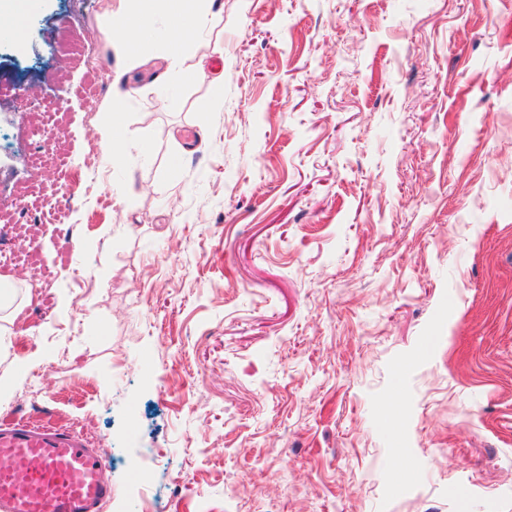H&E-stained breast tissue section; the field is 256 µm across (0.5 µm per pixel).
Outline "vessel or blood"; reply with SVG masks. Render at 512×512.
<instances>
[{
  "label": "vessel or blood",
  "instance_id": "vessel-or-blood-1",
  "mask_svg": "<svg viewBox=\"0 0 512 512\" xmlns=\"http://www.w3.org/2000/svg\"><path fill=\"white\" fill-rule=\"evenodd\" d=\"M104 467L80 432L0 419V512H101L114 495Z\"/></svg>",
  "mask_w": 512,
  "mask_h": 512
}]
</instances>
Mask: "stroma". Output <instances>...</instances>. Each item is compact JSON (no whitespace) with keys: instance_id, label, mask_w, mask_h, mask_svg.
Wrapping results in <instances>:
<instances>
[{"instance_id":"obj_1","label":"stroma","mask_w":512,"mask_h":512,"mask_svg":"<svg viewBox=\"0 0 512 512\" xmlns=\"http://www.w3.org/2000/svg\"><path fill=\"white\" fill-rule=\"evenodd\" d=\"M120 11L0 35V416L103 512H512V0H215L174 84ZM123 120L122 112L112 113V124H107L100 132L102 144L106 147L107 153L113 162L118 164L122 156L120 140L115 136L114 129L121 126Z\"/></svg>"}]
</instances>
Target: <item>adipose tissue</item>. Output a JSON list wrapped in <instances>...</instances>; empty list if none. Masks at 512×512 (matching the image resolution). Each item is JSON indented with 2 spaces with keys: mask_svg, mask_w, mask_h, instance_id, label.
Returning <instances> with one entry per match:
<instances>
[{
  "mask_svg": "<svg viewBox=\"0 0 512 512\" xmlns=\"http://www.w3.org/2000/svg\"><path fill=\"white\" fill-rule=\"evenodd\" d=\"M213 0H122L120 29L107 35L128 55H136L140 44L152 34L156 14H165L169 28L165 35L167 56L177 59L190 53L206 30Z\"/></svg>",
  "mask_w": 512,
  "mask_h": 512,
  "instance_id": "obj_1",
  "label": "adipose tissue"
}]
</instances>
